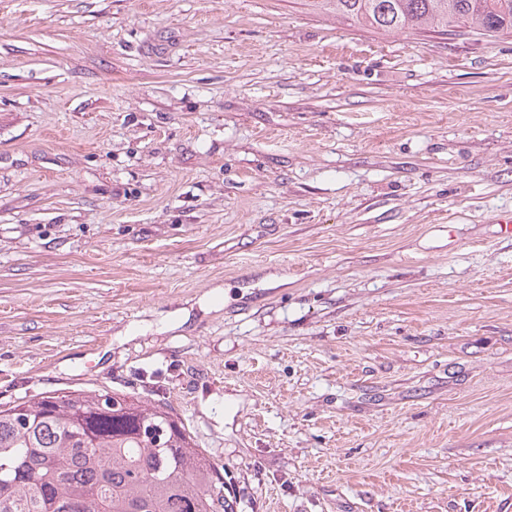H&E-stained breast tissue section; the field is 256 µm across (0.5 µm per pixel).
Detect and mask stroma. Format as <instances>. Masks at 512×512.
I'll use <instances>...</instances> for the list:
<instances>
[{"mask_svg":"<svg viewBox=\"0 0 512 512\" xmlns=\"http://www.w3.org/2000/svg\"><path fill=\"white\" fill-rule=\"evenodd\" d=\"M512 36L312 0H0V404L167 403L235 512H512Z\"/></svg>","mask_w":512,"mask_h":512,"instance_id":"obj_1","label":"stroma"}]
</instances>
